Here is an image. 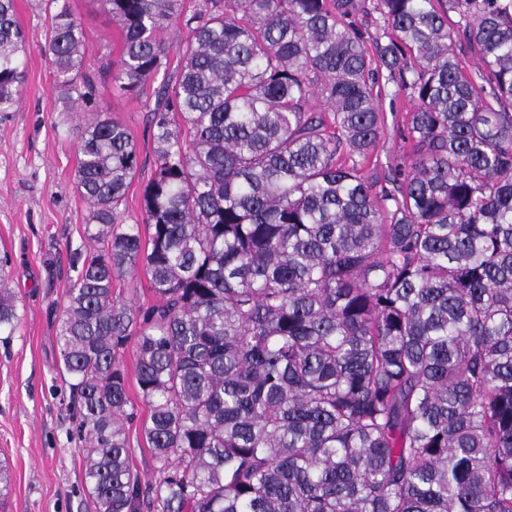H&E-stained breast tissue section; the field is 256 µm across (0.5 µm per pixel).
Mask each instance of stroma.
Wrapping results in <instances>:
<instances>
[{"label": "stroma", "instance_id": "obj_1", "mask_svg": "<svg viewBox=\"0 0 512 512\" xmlns=\"http://www.w3.org/2000/svg\"><path fill=\"white\" fill-rule=\"evenodd\" d=\"M85 35L92 94L112 120L133 136L137 173L122 206L127 222L141 215L143 189L154 175L151 90L133 94L105 69L118 59L123 38L97 0H68ZM28 45L25 78L15 111L0 114V252L12 258L10 286L20 323L9 342L0 341V463L10 474L0 512H94L85 488L81 443L71 433L70 391L60 370L57 329L60 305L77 276V255L94 245L85 233L89 208L76 186L79 114L54 85L53 68L40 46L50 14L44 0H15ZM385 123L364 171L384 184L405 148L398 126L410 103L395 84L381 89ZM136 416L127 422L130 462L143 481L157 475L141 426L148 416L136 376L134 346L121 356Z\"/></svg>", "mask_w": 512, "mask_h": 512}]
</instances>
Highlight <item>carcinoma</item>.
Listing matches in <instances>:
<instances>
[{
    "mask_svg": "<svg viewBox=\"0 0 512 512\" xmlns=\"http://www.w3.org/2000/svg\"><path fill=\"white\" fill-rule=\"evenodd\" d=\"M107 63L157 84L141 220L138 167L99 107L76 126L84 258L57 347L95 512H512V0H99ZM55 83L91 102L84 33L47 0ZM378 12L370 53L356 19ZM477 48L467 77L448 30ZM183 21L176 81L161 33ZM27 38L0 0V112ZM413 102L391 187L361 173L380 75ZM150 234L142 247L141 226ZM144 266L158 303L112 295ZM0 254V334L18 327ZM135 341L157 477L130 464L119 355Z\"/></svg>",
    "mask_w": 512,
    "mask_h": 512,
    "instance_id": "carcinoma-1",
    "label": "carcinoma"
}]
</instances>
